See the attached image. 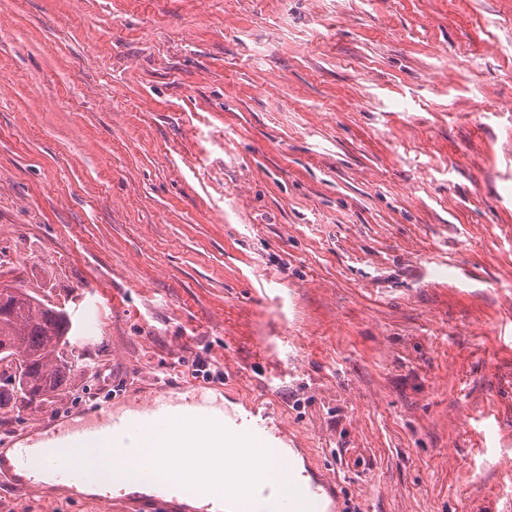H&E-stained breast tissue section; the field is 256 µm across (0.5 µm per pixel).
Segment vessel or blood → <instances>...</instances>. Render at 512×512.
<instances>
[{
	"mask_svg": "<svg viewBox=\"0 0 512 512\" xmlns=\"http://www.w3.org/2000/svg\"><path fill=\"white\" fill-rule=\"evenodd\" d=\"M269 407L254 403L244 411L226 409L222 400L214 396L210 386L196 381L172 387L155 385L133 404L116 407L101 405L95 416L64 426L47 421L32 430L29 437L0 441V477L20 489L72 490L88 482V475L76 468L59 464V455L70 448L91 449L101 443L116 441L128 443L130 437H143L161 431L178 418H198L216 422L235 434L253 436L260 444L270 445L280 433L272 429L267 417ZM272 464L295 469L304 467L314 477L305 486L309 499L326 503L325 512H341V495L335 481L321 471H314L305 449L280 448L271 459ZM161 490L145 494H125V503L143 506L164 503L168 512H194L188 505L193 497L186 488L168 477H161ZM243 512H297L292 500L262 497L260 501L245 504Z\"/></svg>",
	"mask_w": 512,
	"mask_h": 512,
	"instance_id": "1",
	"label": "vessel or blood"
}]
</instances>
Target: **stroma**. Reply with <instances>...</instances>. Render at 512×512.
<instances>
[{
  "label": "stroma",
  "instance_id": "1",
  "mask_svg": "<svg viewBox=\"0 0 512 512\" xmlns=\"http://www.w3.org/2000/svg\"><path fill=\"white\" fill-rule=\"evenodd\" d=\"M0 280L80 363L0 438L190 381L363 512L512 498V0H0ZM0 512H134L0 484Z\"/></svg>",
  "mask_w": 512,
  "mask_h": 512
}]
</instances>
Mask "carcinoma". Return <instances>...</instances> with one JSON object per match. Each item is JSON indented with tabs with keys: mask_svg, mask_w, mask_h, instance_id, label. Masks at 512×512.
<instances>
[{
	"mask_svg": "<svg viewBox=\"0 0 512 512\" xmlns=\"http://www.w3.org/2000/svg\"><path fill=\"white\" fill-rule=\"evenodd\" d=\"M0 363L14 367L0 386V409L9 403L45 402L67 388L77 371L70 354L72 322L61 307L20 288H0Z\"/></svg>",
	"mask_w": 512,
	"mask_h": 512,
	"instance_id": "carcinoma-1",
	"label": "carcinoma"
}]
</instances>
